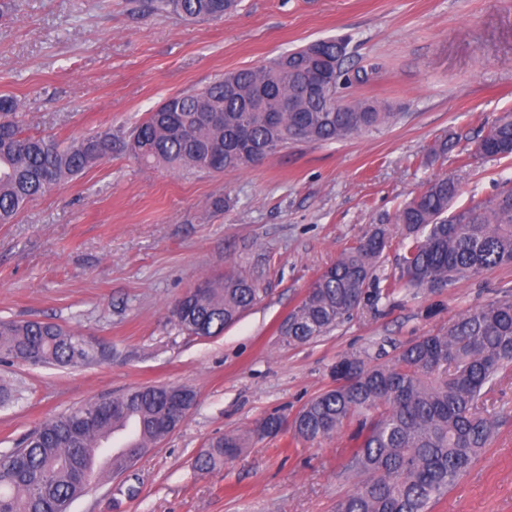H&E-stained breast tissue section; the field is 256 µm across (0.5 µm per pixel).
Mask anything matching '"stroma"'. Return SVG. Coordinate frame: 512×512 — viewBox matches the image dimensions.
Wrapping results in <instances>:
<instances>
[{
	"label": "stroma",
	"mask_w": 512,
	"mask_h": 512,
	"mask_svg": "<svg viewBox=\"0 0 512 512\" xmlns=\"http://www.w3.org/2000/svg\"><path fill=\"white\" fill-rule=\"evenodd\" d=\"M142 3L0 0V95L19 101L27 133L65 145L125 131L176 93L336 36L361 74L342 99L393 101L400 115L221 175L116 151L0 224V319L54 322L101 352L74 369L0 362L14 397L0 408V454L88 400L187 385L197 403L181 426L70 512H334L355 485L348 432L309 444L285 428L224 465L195 460L213 438L293 418L333 386L341 358L406 345L512 293V268L499 269L440 292L398 288L306 343L278 332L318 275L428 181L461 176L460 208L512 188V159L473 155L512 111V0H241L198 22ZM219 197L229 209H214ZM228 272L257 281L260 302L221 335L181 331L171 302ZM484 409L499 434L435 512H512V372Z\"/></svg>",
	"instance_id": "1"
}]
</instances>
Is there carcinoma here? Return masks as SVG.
Instances as JSON below:
<instances>
[{"instance_id": "obj_1", "label": "carcinoma", "mask_w": 512, "mask_h": 512, "mask_svg": "<svg viewBox=\"0 0 512 512\" xmlns=\"http://www.w3.org/2000/svg\"><path fill=\"white\" fill-rule=\"evenodd\" d=\"M239 0H150L155 11L192 20H215ZM348 39L310 42L259 67L227 72L209 84L165 100L120 139L98 131L61 148L25 133L18 103L0 97V224H11L47 191L78 178L120 147L149 167L175 173L225 172L255 167L294 142H332L393 123L392 103L357 100L329 112L305 92L325 72L334 86L351 81L345 66ZM475 156L512 158V112L497 119ZM461 179L444 175L426 184L394 217L403 236L400 275L385 285L442 291L469 275L512 267V190L448 213ZM389 243L377 224L342 252L311 284L279 327L287 343L324 335L380 292L368 288ZM261 288L228 273L183 293L171 316L193 336H216L260 301ZM81 336L50 321L0 320V357L29 365L78 366L95 358L79 347ZM512 365V296L468 310L448 329L398 347L384 364L349 356L336 363V386L311 399L292 420L294 438L317 443L357 422L347 473L359 479L336 512H434L493 441L499 422L484 413L486 396ZM164 384L142 385L110 399L112 414L80 433L77 411L88 401L48 420L22 447L0 455V512H69L105 472L94 468L98 452H112L110 473L177 429L170 425ZM279 417L262 420L244 437L224 435L197 459L210 469L236 455L247 438L275 435Z\"/></svg>"}]
</instances>
